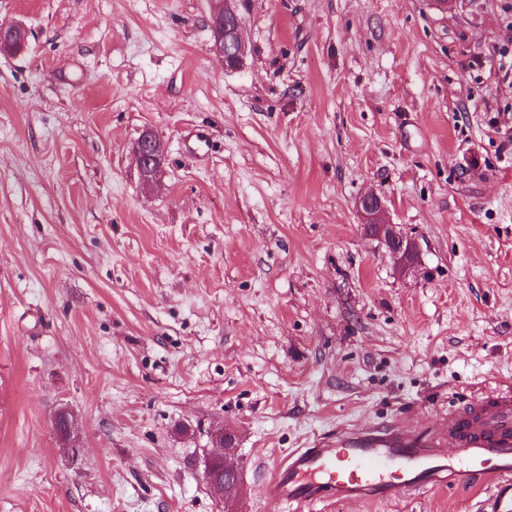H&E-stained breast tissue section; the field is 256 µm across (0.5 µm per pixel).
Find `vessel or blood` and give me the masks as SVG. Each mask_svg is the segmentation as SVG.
Instances as JSON below:
<instances>
[{
  "instance_id": "vessel-or-blood-1",
  "label": "vessel or blood",
  "mask_w": 512,
  "mask_h": 512,
  "mask_svg": "<svg viewBox=\"0 0 512 512\" xmlns=\"http://www.w3.org/2000/svg\"><path fill=\"white\" fill-rule=\"evenodd\" d=\"M505 478H512V390L449 411L442 432L368 426L294 449L261 494L307 512L325 502L389 503Z\"/></svg>"
}]
</instances>
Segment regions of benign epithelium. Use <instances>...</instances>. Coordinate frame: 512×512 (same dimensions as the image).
Here are the masks:
<instances>
[{"label": "benign epithelium", "mask_w": 512, "mask_h": 512, "mask_svg": "<svg viewBox=\"0 0 512 512\" xmlns=\"http://www.w3.org/2000/svg\"><path fill=\"white\" fill-rule=\"evenodd\" d=\"M211 2V50L222 59L225 69H237L243 63L246 50L241 18L233 6L234 0ZM26 40L27 32L22 26L9 22L0 24V51H18L24 47ZM165 149V141L153 130L145 131L136 142L133 153L138 169L146 181L157 179L165 158ZM357 210L367 235L377 240L390 253L400 272L405 274L413 268L418 254L417 243L404 234L398 225L387 219L381 196L373 191L361 196L357 202ZM214 443L217 450L210 454V458L223 462L224 473L230 477V483H214L209 466L203 470V479L224 495L225 501L238 500L242 496L243 486L238 469L231 462L235 449L227 447L224 442V429L221 428L215 433Z\"/></svg>", "instance_id": "obj_1"}]
</instances>
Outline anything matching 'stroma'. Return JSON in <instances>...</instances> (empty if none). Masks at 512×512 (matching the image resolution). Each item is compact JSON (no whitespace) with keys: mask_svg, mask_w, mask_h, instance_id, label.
Segmentation results:
<instances>
[{"mask_svg":"<svg viewBox=\"0 0 512 512\" xmlns=\"http://www.w3.org/2000/svg\"><path fill=\"white\" fill-rule=\"evenodd\" d=\"M449 3L238 0L228 70L208 0H0L29 32L0 53V512H225L223 425L235 512H280L261 485L290 450L512 388V0ZM370 191L419 243L408 274L361 228ZM209 26L211 50L222 59L225 69L239 68L245 57V39L241 18L232 5L234 0H211ZM165 141L158 133L147 130L133 148L136 164L146 182L157 180L165 158ZM214 443L218 447L217 450L212 452L209 456L211 459L220 460L223 462L224 468L220 465H213V469L220 480L224 481V474H227L230 479V484H216L213 482V475L211 467H204L203 479L204 481L213 486L217 491L224 495V500L227 502L239 500L243 493V486L239 477L237 467L231 462L235 454L236 448H227L224 442V428L221 427L214 435ZM230 494V495H228Z\"/></svg>","mask_w":512,"mask_h":512,"instance_id":"1","label":"stroma"}]
</instances>
